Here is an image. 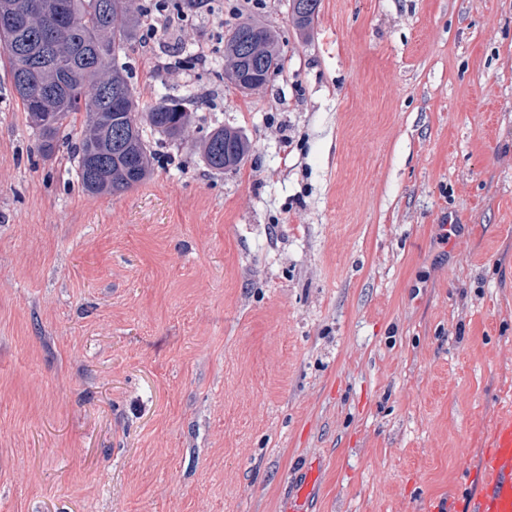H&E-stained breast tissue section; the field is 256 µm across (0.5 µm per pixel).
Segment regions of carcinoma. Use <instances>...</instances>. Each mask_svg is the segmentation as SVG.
<instances>
[{"label": "carcinoma", "mask_w": 512, "mask_h": 512, "mask_svg": "<svg viewBox=\"0 0 512 512\" xmlns=\"http://www.w3.org/2000/svg\"><path fill=\"white\" fill-rule=\"evenodd\" d=\"M289 0V21L302 35L313 29L321 0L306 7ZM214 10V0H0V48L7 56L11 87L27 122L38 135V150L48 159L77 112L84 113L71 157L82 190L114 194L143 183L165 154L166 146L188 142L192 95H166L152 104L135 98L126 65L116 54L142 41L146 15L163 12L181 19ZM224 78L243 93L239 79L251 73L247 59L233 61L237 44L252 40L262 56L261 73L284 69L280 37L254 19L226 25ZM49 83L52 96L37 106L28 87ZM128 132L125 150L115 148L116 125ZM154 140H149V137ZM200 154L212 170L236 169L251 145L237 129L217 127L200 141Z\"/></svg>", "instance_id": "cac0c4a2"}]
</instances>
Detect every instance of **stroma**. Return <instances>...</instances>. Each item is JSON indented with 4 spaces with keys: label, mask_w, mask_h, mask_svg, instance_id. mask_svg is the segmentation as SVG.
Returning <instances> with one entry per match:
<instances>
[{
    "label": "stroma",
    "mask_w": 512,
    "mask_h": 512,
    "mask_svg": "<svg viewBox=\"0 0 512 512\" xmlns=\"http://www.w3.org/2000/svg\"><path fill=\"white\" fill-rule=\"evenodd\" d=\"M219 13L278 30L267 88L225 82ZM152 50L136 95L240 128L238 170L186 146L88 195L0 68V512H285L314 466L310 512L474 495L512 399V0H322L306 39L217 0Z\"/></svg>",
    "instance_id": "obj_1"
}]
</instances>
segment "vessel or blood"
Masks as SVG:
<instances>
[{
  "label": "vessel or blood",
  "instance_id": "b4317fda",
  "mask_svg": "<svg viewBox=\"0 0 512 512\" xmlns=\"http://www.w3.org/2000/svg\"><path fill=\"white\" fill-rule=\"evenodd\" d=\"M482 489L458 503L459 512H512V415L506 414L486 434L480 461Z\"/></svg>",
  "mask_w": 512,
  "mask_h": 512
}]
</instances>
